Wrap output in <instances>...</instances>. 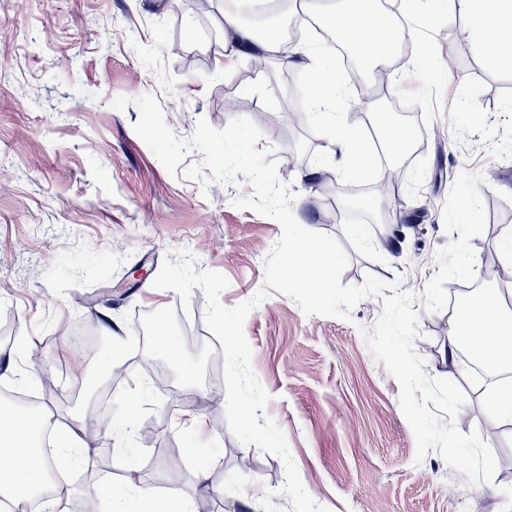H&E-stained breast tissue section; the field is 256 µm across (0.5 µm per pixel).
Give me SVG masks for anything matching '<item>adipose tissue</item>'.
<instances>
[{"mask_svg": "<svg viewBox=\"0 0 512 512\" xmlns=\"http://www.w3.org/2000/svg\"><path fill=\"white\" fill-rule=\"evenodd\" d=\"M263 46L278 55L284 63L304 55L311 62L312 88L308 108L314 121L325 132L331 146L344 157L345 169L362 175H378L379 156L400 155L406 148V129L389 128L383 135L382 153L369 150L359 133L346 126L341 108L347 101L350 80L338 68L335 57L316 44L287 45L276 30L262 31ZM467 337L476 354L491 362L512 363V314L504 312L495 297L489 296L472 309L468 325L450 323L449 347H456L459 337ZM43 417H33L14 409H0V451L11 459L0 467V497L8 500L13 512H26L28 502L36 495L46 497L47 512H62L64 490L48 486L51 462L76 465L88 459L90 450L82 440L84 423L77 420L65 431L56 433L54 455H46L39 442ZM112 512H191V501L170 492L161 498L139 484L135 477L116 489H107Z\"/></svg>", "mask_w": 512, "mask_h": 512, "instance_id": "adipose-tissue-1", "label": "adipose tissue"}]
</instances>
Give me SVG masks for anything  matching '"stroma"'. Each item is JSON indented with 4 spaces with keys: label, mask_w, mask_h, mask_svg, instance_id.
I'll use <instances>...</instances> for the list:
<instances>
[{
    "label": "stroma",
    "mask_w": 512,
    "mask_h": 512,
    "mask_svg": "<svg viewBox=\"0 0 512 512\" xmlns=\"http://www.w3.org/2000/svg\"><path fill=\"white\" fill-rule=\"evenodd\" d=\"M188 2L0 0V27L14 35L0 61V103H9L0 106V367L51 378L56 390L45 411L61 427L84 417L94 468L112 471L72 485L67 512H81L92 495L110 512L105 482L121 484L132 469L155 493L182 490L210 512H292L281 491L283 461L242 444L228 427L216 359L222 345L205 325L202 290L185 305L152 286L163 262L186 251L196 270L228 279L221 302L235 306L262 287L281 227L235 207L242 182L205 187L171 176L133 129L137 107L114 108L119 97L153 96L184 140L202 118L221 129L266 113L257 147L277 158L297 221L345 249L342 285L371 275L415 294L414 348L424 371L465 394L455 426L512 460V419L490 412L484 390L448 355L451 291L477 282L487 294L502 293L493 265L502 228L512 226V81L491 77L471 41L449 50L452 29L439 30L447 82L465 92L428 125L411 127L420 148L385 198L330 158L320 127L283 122L307 104L306 59L286 68L270 52L253 73L238 48L224 66L213 49L232 42L230 28L216 10L198 13ZM63 51L73 58L67 72L56 67ZM228 97L236 103L230 111ZM472 187L477 212L458 223ZM350 195L362 199V214L344 207ZM358 224L369 236L354 234ZM382 311V297L371 295L350 320L308 316L273 291L246 319L252 368L271 397L265 414L283 431L304 488L328 512H512V473L504 468L493 483L462 485L439 454L416 461L400 385L362 336ZM109 317L134 337L135 361L113 360L103 328ZM76 324L92 338L79 361L57 335ZM161 326L168 341L157 337ZM189 332L196 342L186 341ZM135 381L150 395L123 453L111 429L97 426L94 406L107 394L118 418ZM170 448L179 457L167 456ZM207 459L209 491L189 480Z\"/></svg>",
    "instance_id": "1"
}]
</instances>
